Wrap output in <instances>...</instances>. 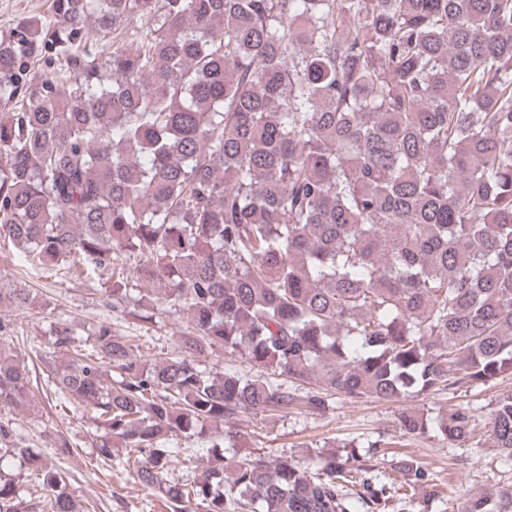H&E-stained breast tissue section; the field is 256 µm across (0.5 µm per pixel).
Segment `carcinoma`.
<instances>
[{
  "instance_id": "cac0c4a2",
  "label": "carcinoma",
  "mask_w": 512,
  "mask_h": 512,
  "mask_svg": "<svg viewBox=\"0 0 512 512\" xmlns=\"http://www.w3.org/2000/svg\"><path fill=\"white\" fill-rule=\"evenodd\" d=\"M0 35V237L40 270L102 271L105 304L187 324L143 361L102 323L53 370L89 412L93 447L169 512H386L436 494L432 472L374 455L313 469L261 455L224 466L246 411L326 412L512 379V0H52ZM95 30L107 57L83 54ZM47 71L26 78L30 65ZM148 284L128 298L129 280ZM29 293L0 288V306ZM53 326L59 353L76 348ZM239 353L263 378L201 370ZM27 363L0 344V409L34 406ZM211 433L191 484L165 478L175 437ZM427 418L397 415L401 436ZM433 430L474 432L458 406ZM493 447L512 457V390ZM11 458L35 475L24 492ZM79 512L55 461L0 419V512ZM459 512H512V486Z\"/></svg>"
}]
</instances>
